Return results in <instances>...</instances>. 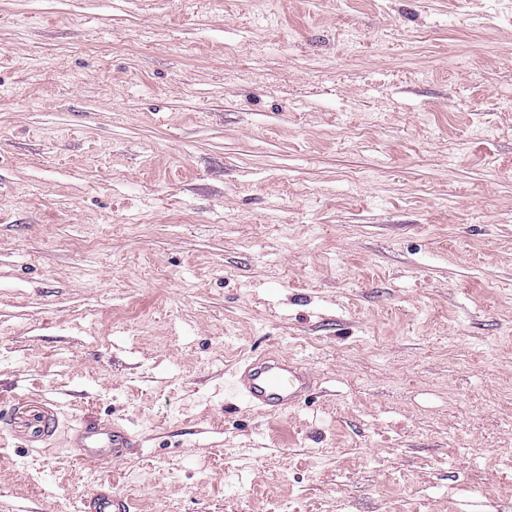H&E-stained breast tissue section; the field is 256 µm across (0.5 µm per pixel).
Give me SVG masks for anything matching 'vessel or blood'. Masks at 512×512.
<instances>
[{"label": "vessel or blood", "mask_w": 512, "mask_h": 512, "mask_svg": "<svg viewBox=\"0 0 512 512\" xmlns=\"http://www.w3.org/2000/svg\"><path fill=\"white\" fill-rule=\"evenodd\" d=\"M314 380L302 362L278 355L252 359L234 372L230 390L262 412L294 407L309 397ZM70 447L79 451L83 464L98 465L126 457L131 446L127 432L109 421H84L74 426ZM82 512H118L109 487L85 499Z\"/></svg>", "instance_id": "b4317fda"}]
</instances>
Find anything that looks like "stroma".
<instances>
[{"label": "stroma", "mask_w": 512, "mask_h": 512, "mask_svg": "<svg viewBox=\"0 0 512 512\" xmlns=\"http://www.w3.org/2000/svg\"><path fill=\"white\" fill-rule=\"evenodd\" d=\"M266 352L314 395L234 398ZM104 482L512 512V0H0V512ZM71 448H79L85 465L114 462L126 457L131 448L127 432L112 421H84L72 428L68 438Z\"/></svg>", "instance_id": "obj_1"}]
</instances>
